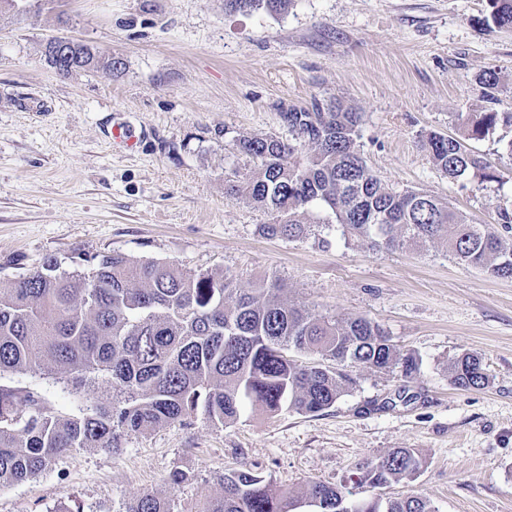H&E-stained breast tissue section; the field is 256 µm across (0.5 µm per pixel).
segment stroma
<instances>
[{
    "instance_id": "35a3bbf8",
    "label": "stroma",
    "mask_w": 512,
    "mask_h": 512,
    "mask_svg": "<svg viewBox=\"0 0 512 512\" xmlns=\"http://www.w3.org/2000/svg\"><path fill=\"white\" fill-rule=\"evenodd\" d=\"M487 0H293L287 11L241 14L224 0H0V285L47 258L117 252L224 273L242 288L277 279L289 302L377 323L420 362L412 377L357 369L358 384L316 414L246 409L233 424L202 418L128 437L119 452L80 450L35 478L0 486V512H122L151 492L170 512H199L224 470L262 472L274 488L348 482L394 448L424 460L413 481L436 512H512V279L431 249L391 252L347 240L315 208L314 235L270 238L269 216L226 192L253 164L239 138L289 139L292 108L333 100L361 113L368 168L398 190L425 191L475 224L512 210V127L471 141L496 180L448 179L423 147L455 136L461 116L512 113V30L483 29ZM67 36L117 71L58 74L45 44ZM501 82L488 96L483 71ZM123 123L135 151L113 144ZM482 357L487 387L448 383L458 355ZM0 383L53 411L82 400L49 376L7 372ZM187 480L173 488L171 470Z\"/></svg>"
}]
</instances>
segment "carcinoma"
I'll return each instance as SVG.
<instances>
[{"label": "carcinoma", "instance_id": "carcinoma-1", "mask_svg": "<svg viewBox=\"0 0 512 512\" xmlns=\"http://www.w3.org/2000/svg\"><path fill=\"white\" fill-rule=\"evenodd\" d=\"M248 11L283 12L291 0H247ZM481 24L512 28V0H488ZM68 74L115 62L45 54ZM294 141L243 137L237 152L254 163L242 178L227 180V194L266 210L270 237L299 239L313 233L305 214L328 207L342 235L373 248H442L458 264L512 279V247L501 235L434 195L399 192L368 170L358 150L361 115L339 103L283 114ZM512 113L467 115L459 137L431 133L423 141L437 168L451 180L491 165L468 146ZM277 283L243 289L228 276L192 272L159 260L103 252L78 269L48 259L33 272L0 287V373H46L76 392L104 385L110 401L60 414L34 393L0 385V486L25 481L59 457L86 448L117 451L129 434L202 416L215 426L237 421L246 405L269 413L322 412L357 384L352 369L401 372L410 378L419 361L403 353L379 325L365 317L326 316L282 298ZM311 355L301 361L292 353ZM448 379L458 389H482L489 376L482 359L464 353ZM423 466L409 448H396L359 467L355 484L384 488L411 481ZM222 493L203 512H294L299 496L281 493L261 473L233 469L220 477ZM345 486L313 482L303 497L320 498V512H435L419 496L353 500ZM124 512H170L155 494Z\"/></svg>", "mask_w": 512, "mask_h": 512}]
</instances>
